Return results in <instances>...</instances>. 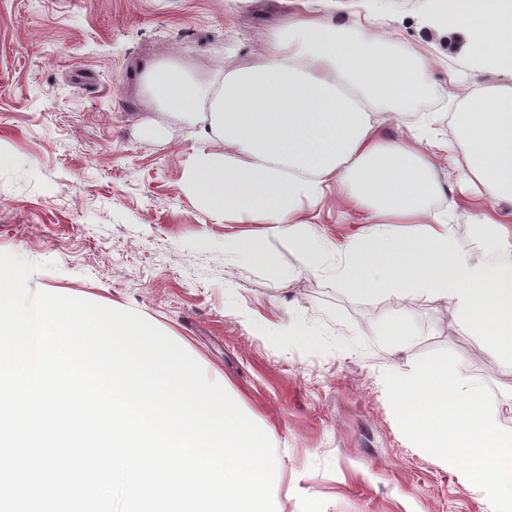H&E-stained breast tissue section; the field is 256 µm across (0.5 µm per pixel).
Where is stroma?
<instances>
[{
  "label": "stroma",
  "mask_w": 512,
  "mask_h": 512,
  "mask_svg": "<svg viewBox=\"0 0 512 512\" xmlns=\"http://www.w3.org/2000/svg\"><path fill=\"white\" fill-rule=\"evenodd\" d=\"M435 0H355L338 24L356 30L369 14L375 39L395 38L430 62L427 80L451 89L512 86V72L475 57L466 32L435 21ZM286 14L280 0H0V252L43 263L30 290L132 310L187 351L277 450L276 512H492L447 463L402 434L381 384L446 349L459 372L494 394L501 427H512V368L456 323L451 307L423 294L363 296L338 277L337 245L365 226L364 211L335 192L305 209L321 234L322 266L302 272L287 240L268 238V263L226 254L224 237L256 234L258 224H224L207 215L185 185L196 127L147 109L146 65L179 57L201 81L220 83L266 51L268 32ZM446 98L402 107L386 125L405 133L416 113L439 112ZM163 126L165 142L141 124ZM460 250L483 213H512L462 184L437 160ZM293 270L275 283L270 266ZM405 318L414 336L391 346L378 336ZM261 326H254V319ZM295 334V342L277 337Z\"/></svg>",
  "instance_id": "stroma-1"
}]
</instances>
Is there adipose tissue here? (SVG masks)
Returning a JSON list of instances; mask_svg holds the SVG:
<instances>
[{"instance_id": "adipose-tissue-1", "label": "adipose tissue", "mask_w": 512, "mask_h": 512, "mask_svg": "<svg viewBox=\"0 0 512 512\" xmlns=\"http://www.w3.org/2000/svg\"><path fill=\"white\" fill-rule=\"evenodd\" d=\"M297 12L269 32L265 55L225 74L216 89L186 79L176 60L143 75L150 100L173 119L202 127L187 187L214 219L262 224L288 239L307 271L324 245L304 217L327 188L367 214L344 249L342 279L357 294L423 293L450 303L460 326L512 365V275L459 253L447 213L431 209L441 188L435 162L452 155L486 201L512 202V87L459 93L448 115L451 138L424 115L398 139L382 127L398 105L430 94L427 60L402 48L374 50L365 32L350 37L333 15ZM448 30L467 31L474 54L512 71V16L486 0H448ZM211 97L208 114L198 99Z\"/></svg>"}]
</instances>
